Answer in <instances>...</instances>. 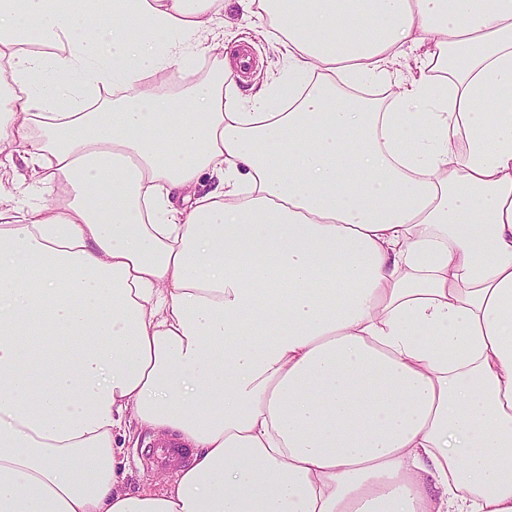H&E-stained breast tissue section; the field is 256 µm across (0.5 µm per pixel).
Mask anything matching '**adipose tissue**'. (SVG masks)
I'll return each mask as SVG.
<instances>
[{
	"label": "adipose tissue",
	"mask_w": 512,
	"mask_h": 512,
	"mask_svg": "<svg viewBox=\"0 0 512 512\" xmlns=\"http://www.w3.org/2000/svg\"><path fill=\"white\" fill-rule=\"evenodd\" d=\"M224 9L0 0V153L65 192L0 210V512H512V0H259L279 78L149 87ZM154 434L146 429H131L128 435V440L125 443L123 450L124 457L128 468V476L126 479V486L130 492L137 493L142 490H163V476L169 474L168 472L174 468H181L188 466L191 462V455L188 446L183 448L188 449L189 459L188 462L179 467H171L170 464L161 465L157 464L152 458Z\"/></svg>",
	"instance_id": "obj_1"
}]
</instances>
